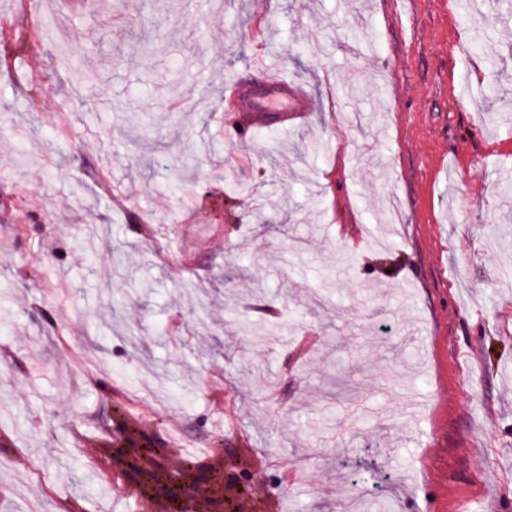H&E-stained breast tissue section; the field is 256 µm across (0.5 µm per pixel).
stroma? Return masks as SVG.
<instances>
[{"instance_id": "obj_1", "label": "stroma", "mask_w": 512, "mask_h": 512, "mask_svg": "<svg viewBox=\"0 0 512 512\" xmlns=\"http://www.w3.org/2000/svg\"><path fill=\"white\" fill-rule=\"evenodd\" d=\"M457 2L0 0V512H142L122 429L235 512H512V0ZM263 54L310 111L226 110Z\"/></svg>"}]
</instances>
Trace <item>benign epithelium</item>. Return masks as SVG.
<instances>
[{"mask_svg":"<svg viewBox=\"0 0 512 512\" xmlns=\"http://www.w3.org/2000/svg\"><path fill=\"white\" fill-rule=\"evenodd\" d=\"M153 434L143 431L138 441L124 433L104 451L102 464L115 472L125 489H136L148 500L160 499L169 512H226L224 488L216 484L224 471L207 464L169 469L163 453L150 454Z\"/></svg>","mask_w":512,"mask_h":512,"instance_id":"7a95c632","label":"benign epithelium"}]
</instances>
